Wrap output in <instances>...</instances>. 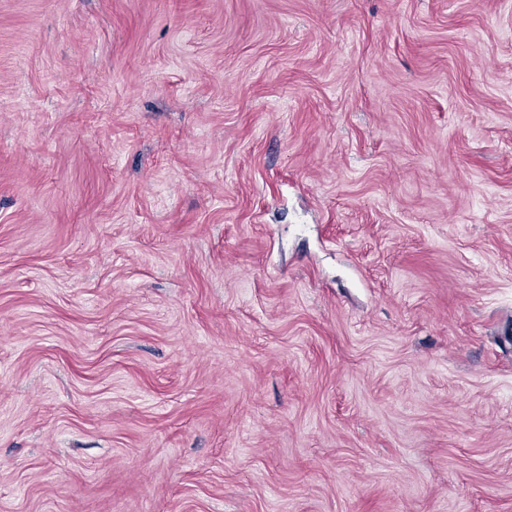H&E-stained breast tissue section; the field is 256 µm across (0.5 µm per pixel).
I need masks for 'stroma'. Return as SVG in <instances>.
<instances>
[{
	"instance_id": "obj_1",
	"label": "stroma",
	"mask_w": 512,
	"mask_h": 512,
	"mask_svg": "<svg viewBox=\"0 0 512 512\" xmlns=\"http://www.w3.org/2000/svg\"><path fill=\"white\" fill-rule=\"evenodd\" d=\"M0 512H512V0H0Z\"/></svg>"
}]
</instances>
